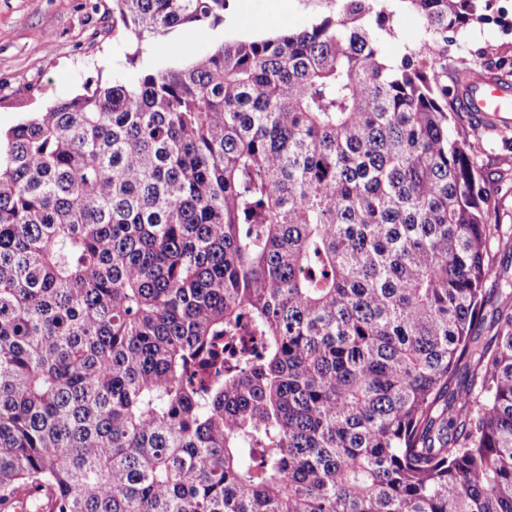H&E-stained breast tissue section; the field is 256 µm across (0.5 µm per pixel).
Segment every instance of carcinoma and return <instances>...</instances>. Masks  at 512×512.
Here are the masks:
<instances>
[{
    "label": "carcinoma",
    "instance_id": "1",
    "mask_svg": "<svg viewBox=\"0 0 512 512\" xmlns=\"http://www.w3.org/2000/svg\"><path fill=\"white\" fill-rule=\"evenodd\" d=\"M137 43L228 0H113ZM220 43L0 136V512H512V244L451 132L494 0ZM400 3L387 2L388 9L397 10L398 14L397 38L392 41L385 40L383 46L384 56L390 60L398 58L404 46L416 43L421 35V23L404 8H398Z\"/></svg>",
    "mask_w": 512,
    "mask_h": 512
}]
</instances>
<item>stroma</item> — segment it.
<instances>
[{
	"label": "stroma",
	"instance_id": "35a3bbf8",
	"mask_svg": "<svg viewBox=\"0 0 512 512\" xmlns=\"http://www.w3.org/2000/svg\"><path fill=\"white\" fill-rule=\"evenodd\" d=\"M113 0H0V132L45 105L133 78L144 68H172L204 58L220 42L259 40L335 16V0H229L221 20L175 28L135 44ZM503 22L459 35L458 58L491 64L512 56V0H496ZM470 141L495 203L512 226V111L467 112Z\"/></svg>",
	"mask_w": 512,
	"mask_h": 512
}]
</instances>
